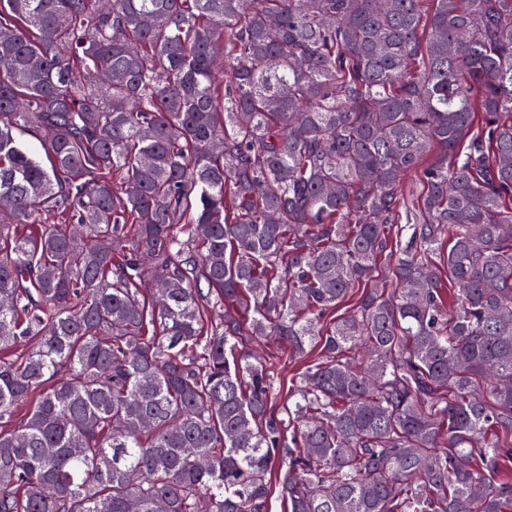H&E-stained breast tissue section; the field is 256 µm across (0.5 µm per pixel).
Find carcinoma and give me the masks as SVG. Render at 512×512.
<instances>
[{"label": "carcinoma", "instance_id": "cac0c4a2", "mask_svg": "<svg viewBox=\"0 0 512 512\" xmlns=\"http://www.w3.org/2000/svg\"><path fill=\"white\" fill-rule=\"evenodd\" d=\"M511 467L512 0H0V512H512ZM286 356L283 357L279 364V375L278 380L275 383V388L278 390L279 386L281 384L280 388V395L283 397L287 394L288 387H291L292 379L294 378L295 374L298 373L303 367L304 362L307 361H299V360H292L288 358L285 360Z\"/></svg>", "mask_w": 512, "mask_h": 512}]
</instances>
